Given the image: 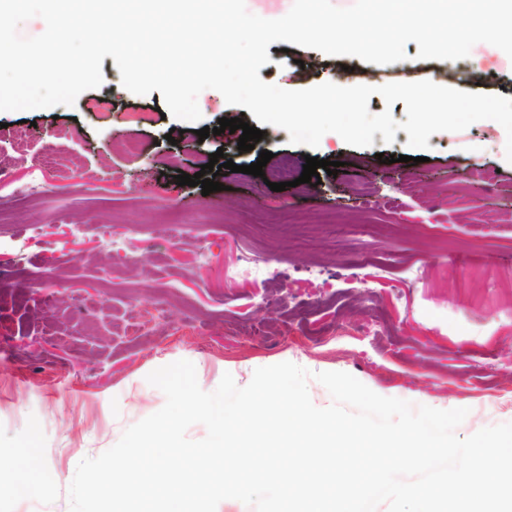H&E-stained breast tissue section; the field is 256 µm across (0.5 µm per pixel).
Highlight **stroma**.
<instances>
[{"instance_id": "stroma-1", "label": "stroma", "mask_w": 512, "mask_h": 512, "mask_svg": "<svg viewBox=\"0 0 512 512\" xmlns=\"http://www.w3.org/2000/svg\"><path fill=\"white\" fill-rule=\"evenodd\" d=\"M267 52L260 78L287 90L451 88L473 72L481 92L512 98L499 49L421 60L411 41L390 65L280 41ZM101 71L74 105L0 112V512H69L80 460L162 408L147 376L179 360L207 392L224 373L286 359L384 397L468 409L462 438L512 422V163L500 124L434 134L420 164L404 161L402 130L370 147L329 132L313 149L268 124L244 152L238 134L202 139L161 116V93L126 90L113 57ZM49 142L64 165L42 164ZM219 150L241 166L273 157L260 177L221 169L222 190L206 196L177 185ZM309 154L339 162L337 176L270 190L282 162L297 178ZM31 182L39 193L18 195ZM40 478L55 494L29 491Z\"/></svg>"}]
</instances>
